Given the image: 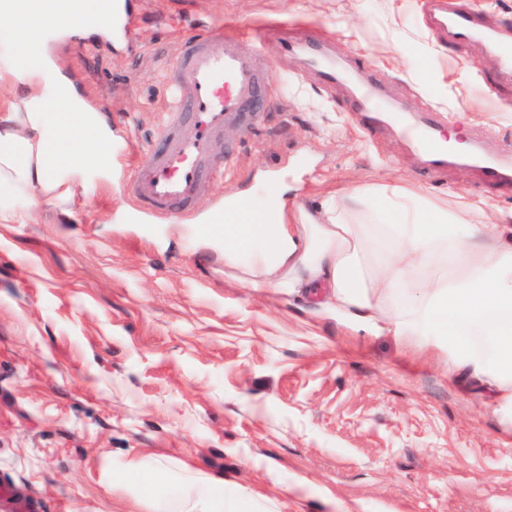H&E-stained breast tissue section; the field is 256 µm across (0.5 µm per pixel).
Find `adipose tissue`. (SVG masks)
Instances as JSON below:
<instances>
[{"label":"adipose tissue","mask_w":512,"mask_h":512,"mask_svg":"<svg viewBox=\"0 0 512 512\" xmlns=\"http://www.w3.org/2000/svg\"><path fill=\"white\" fill-rule=\"evenodd\" d=\"M110 0H0V224H30L40 199L68 213L77 188L112 177V130L76 91L55 54L71 16ZM38 53L36 67L20 57ZM60 122H52L51 114ZM96 147L79 150L84 134ZM485 201L449 207L407 184H363L321 214L287 217L280 192L260 216L243 211L210 248L252 288L324 284L338 321L448 358V378L488 392L512 423V240L483 224ZM118 488L156 496L161 512H224V482L189 464L128 463Z\"/></svg>","instance_id":"ef3b65f1"}]
</instances>
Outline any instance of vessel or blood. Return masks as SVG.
Listing matches in <instances>:
<instances>
[{
	"label": "vessel or blood",
	"mask_w": 512,
	"mask_h": 512,
	"mask_svg": "<svg viewBox=\"0 0 512 512\" xmlns=\"http://www.w3.org/2000/svg\"><path fill=\"white\" fill-rule=\"evenodd\" d=\"M141 0H115L102 21L115 37L134 38ZM433 30L453 41L482 39L497 55L501 73L512 75V37L491 28L475 13L449 10L448 0H429ZM281 53L297 55L305 68L331 84L351 77L338 66L323 38L308 35L278 43ZM352 79L366 126L383 123L428 169L441 172L465 165L477 170L491 186L512 184V148L492 151L474 143L464 159L452 156L440 141L437 117L427 111L410 117L395 106L382 86ZM172 109L158 128L156 147L141 150L133 172L132 196L137 216L152 222L178 217L197 218L196 203L208 193L215 161L224 152V133L232 127L250 128L271 97V79L257 51L245 50L238 35L206 27L204 33L180 40L171 68Z\"/></svg>",
	"instance_id": "b4317fda"
}]
</instances>
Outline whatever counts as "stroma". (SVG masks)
Instances as JSON below:
<instances>
[{
	"instance_id": "obj_1",
	"label": "stroma",
	"mask_w": 512,
	"mask_h": 512,
	"mask_svg": "<svg viewBox=\"0 0 512 512\" xmlns=\"http://www.w3.org/2000/svg\"><path fill=\"white\" fill-rule=\"evenodd\" d=\"M139 43L93 36L55 48L116 138L112 180L68 218L0 224V480L37 512H159L110 492L104 469L179 463L222 478L227 502L265 512H512V425L445 355L325 314V294L249 288L191 225L131 218L135 149L153 146L175 42L195 17L251 32L321 34L408 112L437 111L487 149L512 145V81L482 43L441 40L427 0H143ZM272 100L199 202L280 184L288 212L366 183L419 185L449 204L512 214V188L470 168L423 173L388 130L366 133L348 86L324 84L269 43Z\"/></svg>"
}]
</instances>
